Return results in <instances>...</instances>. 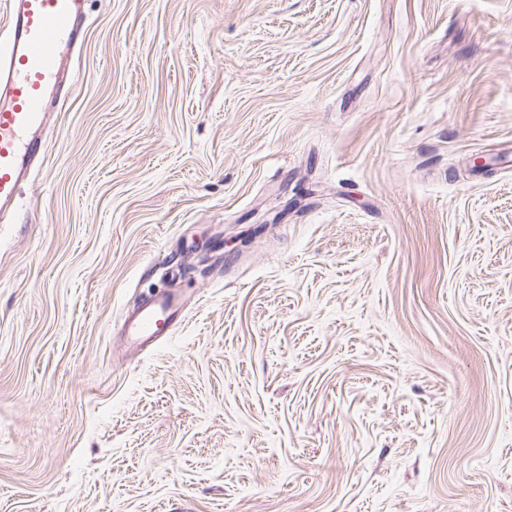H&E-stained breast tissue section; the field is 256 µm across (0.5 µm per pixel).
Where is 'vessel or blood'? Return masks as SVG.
I'll return each mask as SVG.
<instances>
[{"label":"vessel or blood","instance_id":"obj_1","mask_svg":"<svg viewBox=\"0 0 512 512\" xmlns=\"http://www.w3.org/2000/svg\"><path fill=\"white\" fill-rule=\"evenodd\" d=\"M85 20V0H8L0 35V219L13 211L21 185L45 152L39 131L48 93L61 84ZM184 307L181 294L169 289L126 316L121 332L134 347L150 346L179 322Z\"/></svg>","mask_w":512,"mask_h":512}]
</instances>
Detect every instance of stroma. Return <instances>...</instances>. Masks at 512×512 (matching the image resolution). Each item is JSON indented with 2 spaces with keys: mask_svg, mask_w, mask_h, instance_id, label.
Wrapping results in <instances>:
<instances>
[{
  "mask_svg": "<svg viewBox=\"0 0 512 512\" xmlns=\"http://www.w3.org/2000/svg\"><path fill=\"white\" fill-rule=\"evenodd\" d=\"M86 11L0 226V512H512V0ZM184 307L181 294L171 288L134 314L126 316L121 332L136 348L151 346L158 336L166 335L180 321Z\"/></svg>",
  "mask_w": 512,
  "mask_h": 512,
  "instance_id": "obj_1",
  "label": "stroma"
}]
</instances>
